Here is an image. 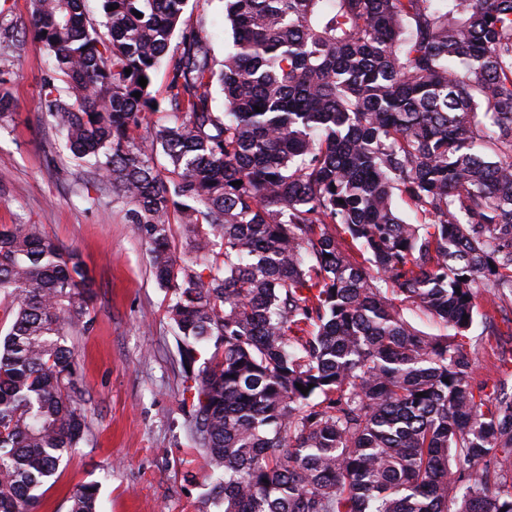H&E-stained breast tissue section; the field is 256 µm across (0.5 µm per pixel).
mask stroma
I'll list each match as a JSON object with an SVG mask.
<instances>
[{"label": "stroma", "instance_id": "stroma-1", "mask_svg": "<svg viewBox=\"0 0 512 512\" xmlns=\"http://www.w3.org/2000/svg\"><path fill=\"white\" fill-rule=\"evenodd\" d=\"M0 24L16 43L0 46L13 99L0 119V225L34 224L74 248L92 278V328L71 344L85 391L86 440L41 489L38 512H69L76 487H99L98 512H221L205 497L208 477L180 410L184 373L167 307L170 294L150 268L126 205L76 161L39 107L53 60L28 25L30 0H8ZM193 26L210 35L216 58L232 52L222 0H188ZM497 335L475 324L471 382L512 387V323Z\"/></svg>", "mask_w": 512, "mask_h": 512}]
</instances>
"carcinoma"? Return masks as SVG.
I'll use <instances>...</instances> for the list:
<instances>
[{
    "label": "carcinoma",
    "instance_id": "cac0c4a2",
    "mask_svg": "<svg viewBox=\"0 0 512 512\" xmlns=\"http://www.w3.org/2000/svg\"><path fill=\"white\" fill-rule=\"evenodd\" d=\"M186 2L101 0L94 23L82 0H31L29 25L57 75L42 111L125 200L171 292L213 499L512 512V391L475 390L466 349L475 320L493 326L512 301V0H224L220 62ZM174 214L190 264L171 251ZM87 282L36 225L0 227V512H36L85 439L68 340L90 328ZM96 489L70 512H97Z\"/></svg>",
    "mask_w": 512,
    "mask_h": 512
}]
</instances>
